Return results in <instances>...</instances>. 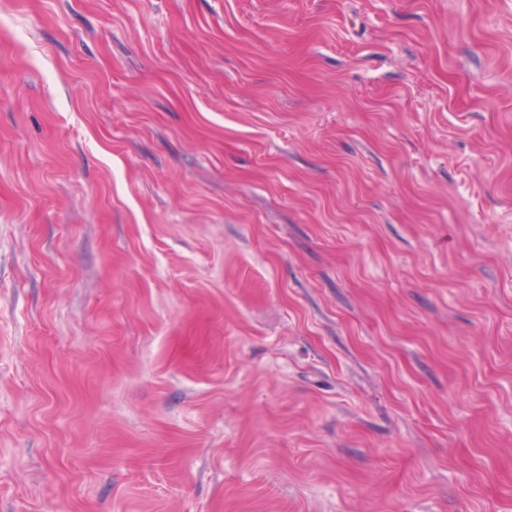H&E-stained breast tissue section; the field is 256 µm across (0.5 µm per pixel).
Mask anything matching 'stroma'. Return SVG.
<instances>
[{
    "instance_id": "1",
    "label": "stroma",
    "mask_w": 512,
    "mask_h": 512,
    "mask_svg": "<svg viewBox=\"0 0 512 512\" xmlns=\"http://www.w3.org/2000/svg\"><path fill=\"white\" fill-rule=\"evenodd\" d=\"M0 512H512V0H0Z\"/></svg>"
}]
</instances>
